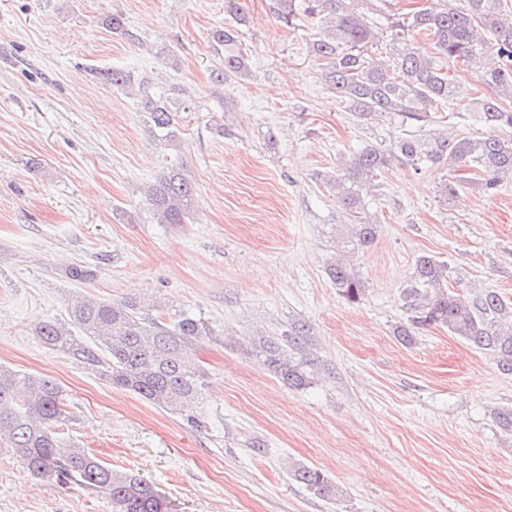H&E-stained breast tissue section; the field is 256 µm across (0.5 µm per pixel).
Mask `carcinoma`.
<instances>
[{
  "label": "carcinoma",
  "mask_w": 512,
  "mask_h": 512,
  "mask_svg": "<svg viewBox=\"0 0 512 512\" xmlns=\"http://www.w3.org/2000/svg\"><path fill=\"white\" fill-rule=\"evenodd\" d=\"M512 0H466L457 9L453 0H425L407 13L391 12L390 0H309L308 17L316 28L310 52L319 62L321 81L346 106L360 126L395 121L403 133L386 145L368 144L333 171H318L313 183L325 188L342 209L349 226L342 248L359 252L371 247L378 224L364 197L367 183L386 170L409 166L456 175L439 183V198L450 203L464 185L473 183L485 195L496 194L512 178ZM295 0H275L277 19L290 27L296 21ZM246 0H224V13L235 25L210 33L211 47L222 58L217 80L227 82L249 72L240 48L238 26L246 23ZM387 22L385 50L379 20ZM413 33L431 37L440 60L423 55L410 43ZM461 64L493 92L459 108L471 117L472 131L450 140L446 134L425 136L453 96L452 67ZM146 123L158 139H178L177 117L191 111L182 90L143 89L140 100ZM145 201L159 224H183L196 205L193 183L172 166L145 190ZM326 274L347 300L359 302L366 284L345 258L330 261ZM448 263L430 253L415 256L413 271L400 292L406 322L395 327L405 344L419 330L441 326L483 352L502 374H512V301L497 289L481 286L465 295L448 288ZM154 305L136 298L105 302L74 300L70 320L84 333L83 343L55 322H43L37 336L101 372L113 386L132 392L157 408L175 411L202 394L206 372L195 357L197 346L210 335L201 320L180 311L167 320L154 314ZM253 352L264 358L274 374L289 386L311 384L321 364L315 357L313 329L295 319L280 334L261 336ZM60 387L51 379L18 374L0 367V446L4 445L33 475L59 484H75L112 502L113 512H170L169 502L140 475L112 469L79 448H70L56 429L68 421ZM498 427L512 435V406L491 410ZM290 477L315 494L332 499L335 484L319 469L290 467Z\"/></svg>",
  "instance_id": "1"
}]
</instances>
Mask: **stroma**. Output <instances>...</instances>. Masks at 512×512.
<instances>
[{"instance_id": "obj_1", "label": "stroma", "mask_w": 512, "mask_h": 512, "mask_svg": "<svg viewBox=\"0 0 512 512\" xmlns=\"http://www.w3.org/2000/svg\"><path fill=\"white\" fill-rule=\"evenodd\" d=\"M247 4L249 73L223 84L209 34L231 22L224 0H0V365L54 380L63 441L144 476L175 512H512V437L490 413L512 405V375L446 328L410 346L393 333L422 252L448 263L451 291L490 285L512 299V179L446 206L440 172L378 176L366 198L379 237L354 257L367 290L349 302L325 273L343 213L311 176L399 129L356 124L318 76L312 26H284L272 0ZM116 12L138 42L106 26ZM112 68L184 89L194 108L176 143L153 137L137 96L101 80ZM485 92L457 69L426 134H463L458 105ZM172 165L196 205L186 223L159 224L144 189ZM74 264L88 281L67 277ZM83 296L200 318L202 397L165 411L46 347L44 321L81 338L67 308ZM296 318L323 367L299 389L252 349ZM292 462L322 470L336 499L292 481ZM0 512L112 504L1 450Z\"/></svg>"}]
</instances>
